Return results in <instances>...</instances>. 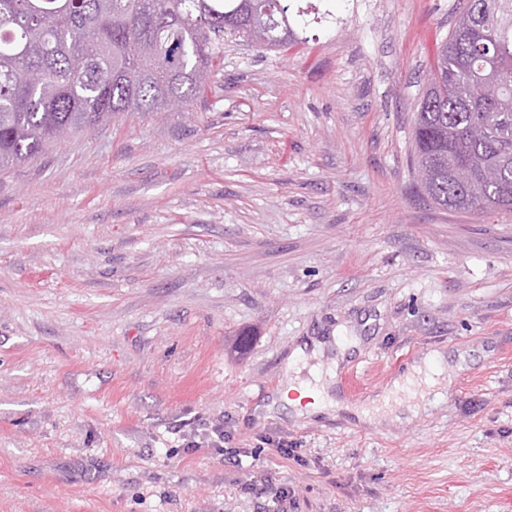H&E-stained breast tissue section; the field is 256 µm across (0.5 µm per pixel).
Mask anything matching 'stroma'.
<instances>
[{"mask_svg": "<svg viewBox=\"0 0 512 512\" xmlns=\"http://www.w3.org/2000/svg\"><path fill=\"white\" fill-rule=\"evenodd\" d=\"M460 2L330 0L193 107L0 173V512H512V213L412 163ZM313 339L344 407L263 416ZM427 358L415 418H358ZM219 419L234 456L186 447Z\"/></svg>", "mask_w": 512, "mask_h": 512, "instance_id": "1", "label": "stroma"}]
</instances>
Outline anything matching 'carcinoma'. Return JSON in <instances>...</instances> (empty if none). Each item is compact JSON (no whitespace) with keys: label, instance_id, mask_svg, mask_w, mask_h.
<instances>
[{"label":"carcinoma","instance_id":"1","mask_svg":"<svg viewBox=\"0 0 512 512\" xmlns=\"http://www.w3.org/2000/svg\"><path fill=\"white\" fill-rule=\"evenodd\" d=\"M293 0H0V172L121 113L186 108L224 65V36L299 43ZM415 116L436 205L512 211V0H466Z\"/></svg>","mask_w":512,"mask_h":512}]
</instances>
